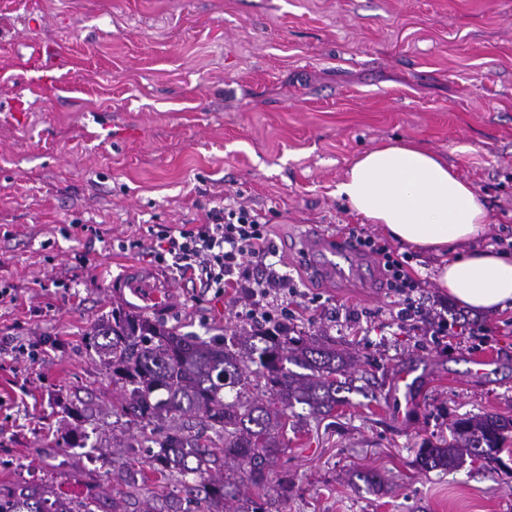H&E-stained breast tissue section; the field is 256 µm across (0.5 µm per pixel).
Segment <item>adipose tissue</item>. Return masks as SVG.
<instances>
[{
    "label": "adipose tissue",
    "instance_id": "1",
    "mask_svg": "<svg viewBox=\"0 0 512 512\" xmlns=\"http://www.w3.org/2000/svg\"><path fill=\"white\" fill-rule=\"evenodd\" d=\"M336 195L393 241L440 256L438 288L474 312L512 309V255L493 249L454 254L494 218L454 166L417 141L397 139L359 155Z\"/></svg>",
    "mask_w": 512,
    "mask_h": 512
}]
</instances>
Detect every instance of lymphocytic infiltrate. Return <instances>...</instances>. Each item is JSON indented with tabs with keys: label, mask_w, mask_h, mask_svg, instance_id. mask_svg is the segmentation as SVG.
I'll return each instance as SVG.
<instances>
[{
	"label": "lymphocytic infiltrate",
	"mask_w": 512,
	"mask_h": 512,
	"mask_svg": "<svg viewBox=\"0 0 512 512\" xmlns=\"http://www.w3.org/2000/svg\"><path fill=\"white\" fill-rule=\"evenodd\" d=\"M348 236L361 251L380 258L404 320L432 321L430 312L414 297L423 282L409 274L407 257L394 255L383 239L367 229L349 228ZM150 253L156 262H170L178 278L207 289H239L245 316L251 321L267 320L270 306L292 292L290 279L269 262L275 254L269 224L260 213L230 196L222 208L210 212L206 223L165 230Z\"/></svg>",
	"instance_id": "obj_1"
}]
</instances>
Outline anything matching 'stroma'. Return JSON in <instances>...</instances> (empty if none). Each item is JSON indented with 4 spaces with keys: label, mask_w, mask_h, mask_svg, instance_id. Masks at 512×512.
I'll list each match as a JSON object with an SVG mask.
<instances>
[{
    "label": "stroma",
    "mask_w": 512,
    "mask_h": 512,
    "mask_svg": "<svg viewBox=\"0 0 512 512\" xmlns=\"http://www.w3.org/2000/svg\"><path fill=\"white\" fill-rule=\"evenodd\" d=\"M36 52L49 69L31 82ZM396 138L474 186L497 218L480 245L512 226V0H0V485L112 497L113 460L147 466L156 445L113 414L120 388L88 335L112 317V277L156 266L128 240L204 223L231 194L271 226L291 330L352 359L345 404L285 439L282 512H512V436L497 464L415 463L457 418H512V310H463L435 256L393 244L452 325L441 344L398 321L376 257L355 253L362 273L341 278L304 250L313 229L359 224L336 186ZM235 296L178 278L155 317L231 334L248 324ZM475 319L488 335L464 331Z\"/></svg>",
    "instance_id": "1"
}]
</instances>
